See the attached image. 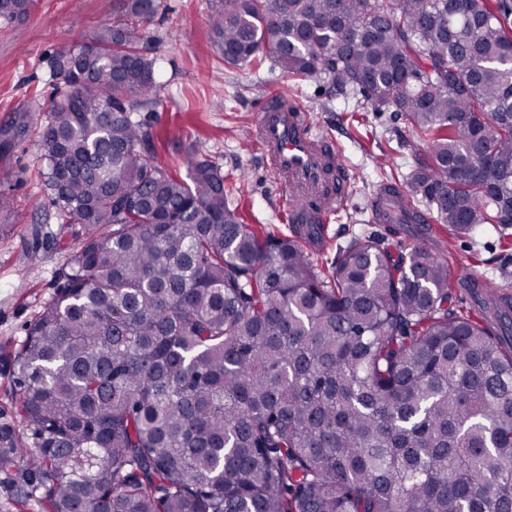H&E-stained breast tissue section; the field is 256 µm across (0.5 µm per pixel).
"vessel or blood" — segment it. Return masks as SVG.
<instances>
[{"mask_svg": "<svg viewBox=\"0 0 512 512\" xmlns=\"http://www.w3.org/2000/svg\"><path fill=\"white\" fill-rule=\"evenodd\" d=\"M252 137L261 148L266 169L283 191L289 223L301 229L308 248L319 247L351 186V168L338 143L315 128L303 105L279 94L267 96L259 107ZM370 212L375 224L408 219L427 228L434 222L429 212L411 207L394 185L377 190Z\"/></svg>", "mask_w": 512, "mask_h": 512, "instance_id": "vessel-or-blood-1", "label": "vessel or blood"}]
</instances>
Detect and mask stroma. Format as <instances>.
I'll list each match as a JSON object with an SVG mask.
<instances>
[{"label":"stroma","instance_id":"1","mask_svg":"<svg viewBox=\"0 0 512 512\" xmlns=\"http://www.w3.org/2000/svg\"><path fill=\"white\" fill-rule=\"evenodd\" d=\"M164 3L165 12L148 26L161 85L160 104L145 115L160 135L157 164L175 170L187 153L211 157L221 165L226 187L242 189L237 202L245 223L290 234L282 191L250 131L268 94L297 99L316 127L341 144L355 174L324 249L311 254L314 263L330 266L337 243L360 234L378 237L394 251L426 243L449 268L464 267L512 287V241L493 225L458 236L440 226L423 239L414 224L394 233L371 223V196L390 174L410 173L425 153L423 138L400 115L371 111L359 98H333L312 81L284 82L270 62L259 69L224 66L208 38L215 0ZM116 7V0H37L26 20L0 27V131L20 122L28 126L24 142L0 150V192L13 200L12 209L0 211V426L21 424L19 392L5 360L53 298L56 272L79 247L75 226L59 223L40 180V125L53 88L38 59L88 38L97 24L111 22Z\"/></svg>","mask_w":512,"mask_h":512}]
</instances>
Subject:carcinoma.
I'll return each instance as SVG.
<instances>
[{
  "label": "carcinoma",
  "mask_w": 512,
  "mask_h": 512,
  "mask_svg": "<svg viewBox=\"0 0 512 512\" xmlns=\"http://www.w3.org/2000/svg\"><path fill=\"white\" fill-rule=\"evenodd\" d=\"M118 2L40 59L43 183L80 247L8 359L32 444L0 427V475L45 512H512L506 299L464 316L446 260L371 237L325 272L208 157L152 162L163 4ZM209 36L398 113L425 137L410 203L512 235V0H221Z\"/></svg>",
  "instance_id": "cac0c4a2"
}]
</instances>
